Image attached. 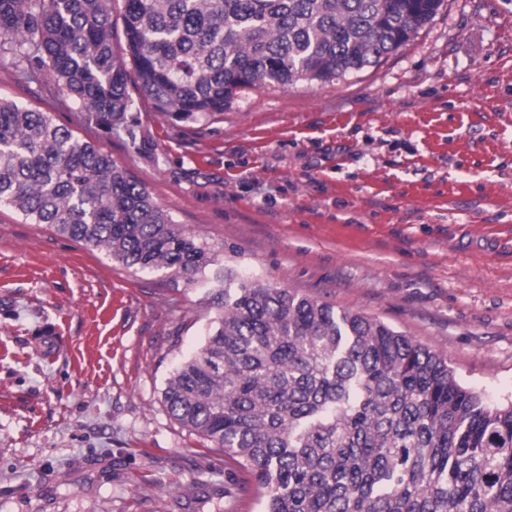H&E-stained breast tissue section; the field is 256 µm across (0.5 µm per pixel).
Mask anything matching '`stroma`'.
Instances as JSON below:
<instances>
[{"mask_svg":"<svg viewBox=\"0 0 512 512\" xmlns=\"http://www.w3.org/2000/svg\"><path fill=\"white\" fill-rule=\"evenodd\" d=\"M0 96L110 152L216 255L125 269L0 211V512H262L162 402L228 270L377 318L512 403V0H443L378 66L242 88L211 119L143 104L107 131L4 50Z\"/></svg>","mask_w":512,"mask_h":512,"instance_id":"obj_1","label":"stroma"}]
</instances>
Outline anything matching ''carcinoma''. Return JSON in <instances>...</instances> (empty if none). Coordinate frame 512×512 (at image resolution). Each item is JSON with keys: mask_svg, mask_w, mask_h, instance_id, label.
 I'll list each match as a JSON object with an SVG mask.
<instances>
[{"mask_svg": "<svg viewBox=\"0 0 512 512\" xmlns=\"http://www.w3.org/2000/svg\"><path fill=\"white\" fill-rule=\"evenodd\" d=\"M0 0V49L110 127L135 100L178 121L238 89L326 82L382 62L442 0ZM0 207L126 269L214 262L146 185L53 115L0 99ZM170 416L247 472L264 512H512V403L491 407L385 322L261 279L215 288Z\"/></svg>", "mask_w": 512, "mask_h": 512, "instance_id": "carcinoma-1", "label": "carcinoma"}]
</instances>
